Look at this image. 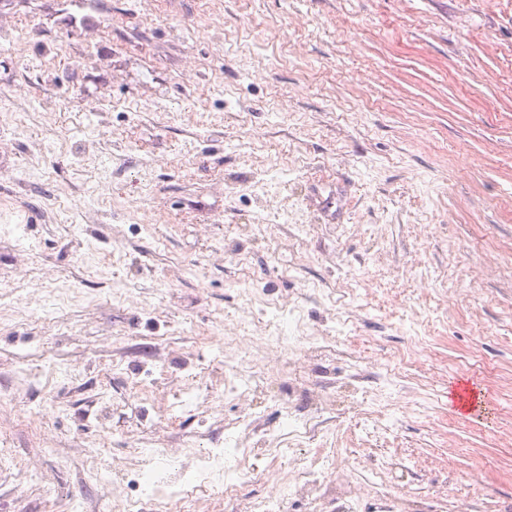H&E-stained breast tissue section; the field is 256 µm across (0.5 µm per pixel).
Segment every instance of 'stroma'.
Segmentation results:
<instances>
[{
  "label": "stroma",
  "instance_id": "35a3bbf8",
  "mask_svg": "<svg viewBox=\"0 0 512 512\" xmlns=\"http://www.w3.org/2000/svg\"><path fill=\"white\" fill-rule=\"evenodd\" d=\"M0 217V512L246 418L289 454L209 512H512V0H0ZM275 311L272 313L273 320L277 321L274 336H266V341L279 349L283 355L288 356L289 353H295L302 350L313 349L315 340L306 336H296L292 329L291 316H297L295 307L279 305L273 307ZM288 323V334L286 326ZM265 381L250 370H241L235 365L224 363V392L234 396H245L250 391L262 390ZM221 388L211 386L204 393H178L174 400L179 406H196L198 408H209L210 402L219 398ZM323 476V472L319 470H315L314 468H311L307 471L305 475V480L302 485L299 483L295 486L288 488L284 487L285 491L282 494V496L278 499H270L264 502L262 505L263 512H279L280 511V504L283 498L288 497V495H294L297 493L302 492L303 488L311 489L313 487L317 488L320 486L321 479Z\"/></svg>",
  "mask_w": 512,
  "mask_h": 512
}]
</instances>
